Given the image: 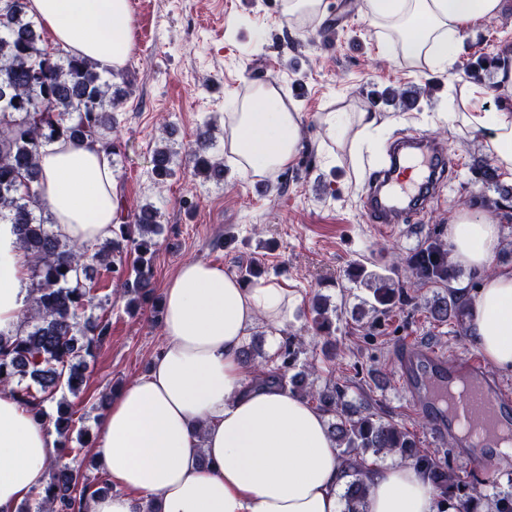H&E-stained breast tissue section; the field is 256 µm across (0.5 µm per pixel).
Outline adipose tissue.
Returning a JSON list of instances; mask_svg holds the SVG:
<instances>
[{"label": "adipose tissue", "mask_w": 512, "mask_h": 512, "mask_svg": "<svg viewBox=\"0 0 512 512\" xmlns=\"http://www.w3.org/2000/svg\"><path fill=\"white\" fill-rule=\"evenodd\" d=\"M382 46L420 71L444 70L468 27L497 18L503 0H364ZM54 44L112 69L132 48L129 0H28ZM499 104L461 89L464 123L488 135L492 161L512 173V53L496 64ZM301 114L262 85L224 117V150L258 178L291 165ZM39 190L62 238H111L116 217L112 167L99 145L55 143L39 155ZM449 258L478 273L468 334L494 368L512 370V268L492 267L502 247L490 215L459 210L448 227ZM30 259L13 225L0 223V332L16 333L29 293ZM164 343L147 372L113 396L94 453L114 489L90 496L85 512H341L347 477L324 415L282 387L252 382L240 359L266 321L279 346L292 305L275 282L245 287L222 268L184 263L164 291ZM60 448L31 409L0 389V512H16L44 489ZM366 512H440L422 470L382 466L367 477Z\"/></svg>", "instance_id": "obj_1"}]
</instances>
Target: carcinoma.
I'll return each instance as SVG.
<instances>
[{"instance_id":"cac0c4a2","label":"carcinoma","mask_w":512,"mask_h":512,"mask_svg":"<svg viewBox=\"0 0 512 512\" xmlns=\"http://www.w3.org/2000/svg\"><path fill=\"white\" fill-rule=\"evenodd\" d=\"M124 73H106L88 58L64 48H48L28 13V0H0V222L14 225L22 248L31 259L30 309L22 329L13 336L0 333V386L7 387L60 438L62 452L79 455L88 434L75 431L74 411L66 399L55 400L60 390L78 395L86 383V357L94 354L111 325L85 316L94 306L90 271H116L115 257L136 254L132 274L122 282L127 305H161L153 288L152 259L156 237L162 233L160 214L153 205L139 207L132 217L117 213L112 238L93 245L72 244L53 230V216L39 191L38 157L43 146L55 141H95L108 156L117 154L118 126L114 112L127 99ZM212 138L204 134L188 151L193 174L206 181L224 180V161L211 154ZM174 152L155 149L152 173L163 182L173 173ZM348 282L370 290L369 308L387 315L409 300V290L424 285L443 287L448 295L436 298L433 316L440 322L463 321L461 297L450 286L455 277L449 245L427 236L406 253L388 273L367 270L359 262L345 274ZM314 321L320 332L332 335L326 305L317 301ZM302 350L292 337L275 354L276 368L260 374L262 382L281 387L316 402L328 416L329 428L348 481L340 494L342 512H365L369 468L364 453L394 456L412 462L427 475L441 502L456 512H512V490L465 495L466 484L456 471L442 466L419 446L415 437L393 421L374 414L354 417L345 402L346 392L336 383L315 391L305 387L306 372L316 366L299 362ZM32 384L24 383V380ZM38 389H32V385ZM56 402L49 412L48 402ZM76 440L77 446L68 445ZM94 487L81 468L63 466L52 472L47 486L35 494L36 512H83L88 496L103 492Z\"/></svg>"}]
</instances>
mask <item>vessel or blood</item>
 <instances>
[{"instance_id": "vessel-or-blood-1", "label": "vessel or blood", "mask_w": 512, "mask_h": 512, "mask_svg": "<svg viewBox=\"0 0 512 512\" xmlns=\"http://www.w3.org/2000/svg\"><path fill=\"white\" fill-rule=\"evenodd\" d=\"M449 176L447 149L404 136L390 149L362 196L367 223L393 229L414 221L438 198ZM394 364L406 402L431 425L436 441L453 442L467 469L492 474L502 425L512 423V387L495 380L478 355L465 358L419 341H402Z\"/></svg>"}]
</instances>
